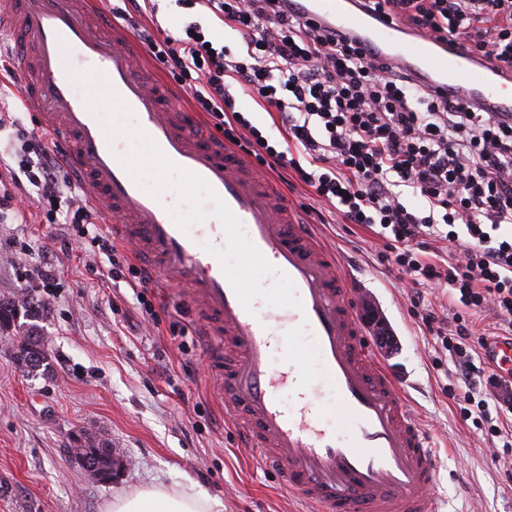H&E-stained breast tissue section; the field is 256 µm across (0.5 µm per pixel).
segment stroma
<instances>
[{
	"mask_svg": "<svg viewBox=\"0 0 512 512\" xmlns=\"http://www.w3.org/2000/svg\"><path fill=\"white\" fill-rule=\"evenodd\" d=\"M314 231L355 276L362 300L393 338L378 357L438 450L439 512H512V452L492 461L484 435L453 395L457 368L397 287L382 240L357 224ZM65 225L0 213V298L27 295L47 360L34 374L0 335V512H105L112 499L161 481L194 485L223 512H305L248 449L216 402L194 315L166 283L141 290L132 274L109 279L97 249L62 255ZM53 270L42 287L37 272ZM146 293L154 317L142 316ZM99 431L120 454L112 483L72 455L82 431Z\"/></svg>",
	"mask_w": 512,
	"mask_h": 512,
	"instance_id": "stroma-1",
	"label": "stroma"
}]
</instances>
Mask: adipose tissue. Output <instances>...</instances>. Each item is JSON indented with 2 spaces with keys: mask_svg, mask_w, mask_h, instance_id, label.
Wrapping results in <instances>:
<instances>
[{
  "mask_svg": "<svg viewBox=\"0 0 512 512\" xmlns=\"http://www.w3.org/2000/svg\"><path fill=\"white\" fill-rule=\"evenodd\" d=\"M219 501L194 486H172L162 482L112 499L106 512H217Z\"/></svg>",
  "mask_w": 512,
  "mask_h": 512,
  "instance_id": "adipose-tissue-1",
  "label": "adipose tissue"
}]
</instances>
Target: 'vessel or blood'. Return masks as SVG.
Instances as JSON below:
<instances>
[{"label": "vessel or blood", "instance_id": "vessel-or-blood-1", "mask_svg": "<svg viewBox=\"0 0 512 512\" xmlns=\"http://www.w3.org/2000/svg\"><path fill=\"white\" fill-rule=\"evenodd\" d=\"M298 12L360 32L362 44L430 83L435 92L512 113V67L481 56L463 38L407 32L398 22L355 12L353 0H298ZM11 32L22 98L42 113L82 177L87 202L114 237L148 259L195 309L208 345L215 394L248 448L308 512H436L438 460L429 435L378 360L359 317L360 299L335 254L299 223L279 183L211 138L179 94L151 71L129 33L99 18L97 0H0V31ZM96 68L141 128L178 165L203 177L241 221L265 259L294 283L302 309L248 312L211 247H224L213 218L182 232L108 144L99 117L71 79ZM312 344L311 393L282 396L289 374L275 356L293 337ZM490 366L512 357V337L486 340Z\"/></svg>", "mask_w": 512, "mask_h": 512}]
</instances>
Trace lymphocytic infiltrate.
Returning a JSON list of instances; mask_svg holds the SVG:
<instances>
[{
  "label": "lymphocytic infiltrate",
  "mask_w": 512,
  "mask_h": 512,
  "mask_svg": "<svg viewBox=\"0 0 512 512\" xmlns=\"http://www.w3.org/2000/svg\"><path fill=\"white\" fill-rule=\"evenodd\" d=\"M193 21L178 33L162 27L156 0H118L109 20L129 31L151 61L190 92L193 111L224 141L304 188L316 218L376 228L401 283L414 287L423 326L458 367L460 402L475 407L487 435L512 447L489 400L512 410V379L481 375L470 344V316L486 313L512 330V120L479 104L433 93L401 67L368 56L357 37L292 14L289 0H175ZM406 28L467 39L481 53L512 63V0H359ZM209 25H202V18ZM231 29L242 48L218 32ZM247 91L285 121L284 149L271 145L237 105ZM18 175L37 190L47 223L74 226L121 269L101 214L75 198L77 171L67 154L35 130L21 134ZM411 193L419 207L407 205ZM77 238V239H78ZM447 288L452 317L437 315L416 289Z\"/></svg>",
  "instance_id": "obj_1"
}]
</instances>
